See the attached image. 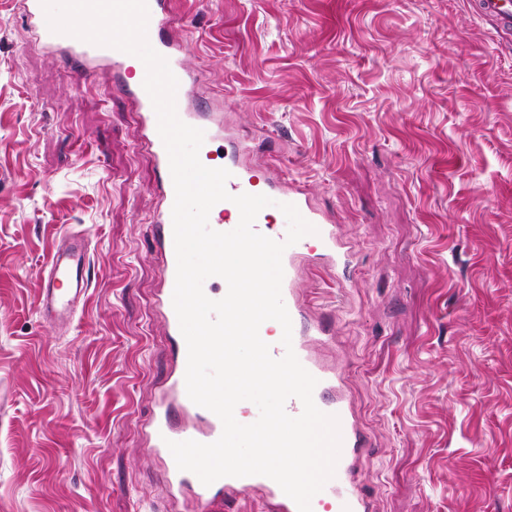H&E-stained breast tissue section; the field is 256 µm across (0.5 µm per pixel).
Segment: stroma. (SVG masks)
I'll return each instance as SVG.
<instances>
[{"mask_svg": "<svg viewBox=\"0 0 512 512\" xmlns=\"http://www.w3.org/2000/svg\"><path fill=\"white\" fill-rule=\"evenodd\" d=\"M196 104L354 252L297 282L336 333L375 512H512V35L472 0H172ZM111 72L0 0V512H170L142 423L169 365L158 175ZM88 238L68 334L36 294Z\"/></svg>", "mask_w": 512, "mask_h": 512, "instance_id": "obj_1", "label": "stroma"}]
</instances>
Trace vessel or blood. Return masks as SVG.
<instances>
[{
  "label": "vessel or blood",
  "instance_id": "vessel-or-blood-1",
  "mask_svg": "<svg viewBox=\"0 0 512 512\" xmlns=\"http://www.w3.org/2000/svg\"><path fill=\"white\" fill-rule=\"evenodd\" d=\"M147 5L148 41L167 60L178 80V116L184 123L204 132L199 159L206 167L221 166L230 173L226 189L231 198L212 208L209 215L211 228L219 232L233 230L232 219L238 216L239 209L232 198L248 193L295 205L301 216L316 229L315 234L303 237L285 250L281 286L282 299L292 321L291 348L303 367L317 380L313 391L316 406L322 412L338 417L342 437L335 474L313 497L311 506L315 510L322 505L328 506L332 512H373L372 501L362 492L357 476L358 465L366 451V437L353 416L345 393L344 375L338 367L321 360L312 350L313 343L334 342V331L323 316L310 314L295 286L302 267L312 265L325 271L337 270L349 265L352 252L340 237L336 225L313 207L301 190L281 185L268 177H259L254 165L243 162L241 152L227 153L220 160L214 158L212 148L221 139L223 127L209 114L198 110L192 112L185 107V101L192 88L200 82L201 75L189 71L183 64L180 41L173 34L171 2L147 0ZM474 9L497 32H512V0H474ZM23 16L34 35L35 45L45 52L61 54L75 83H86L100 69H111L115 80L141 114L139 140L160 173L157 189L162 207L153 219L154 240L163 257L157 307L172 338L173 349L171 369L160 384L158 399L144 421V433L150 449L166 463L163 482L170 501L188 504L190 512H211L216 502L230 504L254 495L258 497L263 512H298L296 503L268 477H223L207 486L195 474L178 469L167 446L168 441L211 443L221 436L223 426L217 415L195 404L186 391L187 346L172 304L177 267L172 223L175 190L169 158L158 133L156 113L142 82L131 83L126 79L133 55L52 32L41 0H25ZM86 256V243L77 236L66 237L53 248L37 288L36 302L40 314L62 325L74 319L80 306L85 304L90 288L85 275Z\"/></svg>",
  "mask_w": 512,
  "mask_h": 512
}]
</instances>
